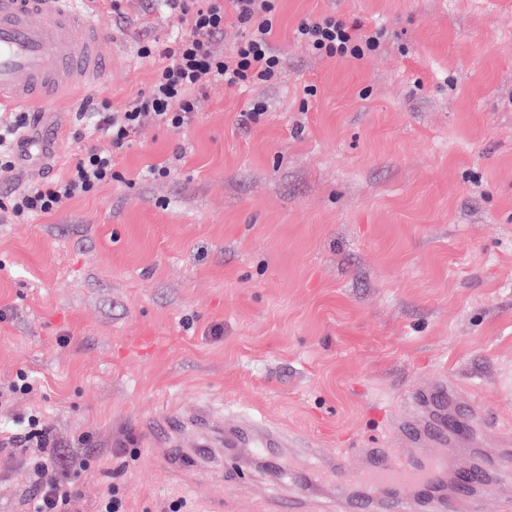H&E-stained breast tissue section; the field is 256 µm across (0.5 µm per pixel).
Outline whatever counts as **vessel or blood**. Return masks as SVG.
<instances>
[{
  "label": "vessel or blood",
  "mask_w": 512,
  "mask_h": 512,
  "mask_svg": "<svg viewBox=\"0 0 512 512\" xmlns=\"http://www.w3.org/2000/svg\"><path fill=\"white\" fill-rule=\"evenodd\" d=\"M111 67L102 27L83 0H0V106L53 103L100 83ZM456 393L443 378L417 390L416 400L432 408L431 419L418 428H402L397 452L364 449L352 474L344 473L340 460L321 458L319 449H312L323 480L338 489L339 512H412L418 500L433 502L439 512H460L453 492L437 490L435 477L446 464L430 453L435 443L456 441L448 432V408ZM227 432L234 447L254 444L270 457L289 442L278 429L248 420ZM404 486L414 488L415 501L398 497Z\"/></svg>",
  "instance_id": "b4317fda"
}]
</instances>
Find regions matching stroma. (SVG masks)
Wrapping results in <instances>:
<instances>
[{
    "instance_id": "1",
    "label": "stroma",
    "mask_w": 512,
    "mask_h": 512,
    "mask_svg": "<svg viewBox=\"0 0 512 512\" xmlns=\"http://www.w3.org/2000/svg\"><path fill=\"white\" fill-rule=\"evenodd\" d=\"M121 16H113V7ZM112 56L101 84L33 108L34 147L0 198L62 176L91 98L119 110L152 79L145 41L182 31L163 0H88ZM272 84L216 85L172 131L144 126L118 180L0 223V442L28 416L83 459L74 512L119 486L126 512H278L252 448L220 422L265 421L355 467L393 448L409 394L443 376L456 417L512 432V0H277ZM333 16L391 39L316 56L294 31ZM267 112L246 120L251 101ZM163 165V179L148 175ZM35 380L8 393L18 374ZM210 415L208 463L180 455ZM28 465L0 445V512H26Z\"/></svg>"
}]
</instances>
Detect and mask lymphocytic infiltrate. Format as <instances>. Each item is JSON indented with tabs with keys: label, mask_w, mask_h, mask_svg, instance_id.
Returning a JSON list of instances; mask_svg holds the SVG:
<instances>
[{
	"label": "lymphocytic infiltrate",
	"mask_w": 512,
	"mask_h": 512,
	"mask_svg": "<svg viewBox=\"0 0 512 512\" xmlns=\"http://www.w3.org/2000/svg\"><path fill=\"white\" fill-rule=\"evenodd\" d=\"M185 31L168 44L143 43L140 58L153 66L149 87L119 111L107 101L91 103L84 119L92 131L109 139L110 150L85 149L65 176L47 184L29 185L0 199V222L18 224L33 216L56 212L69 200L95 193L114 178V156L128 148L148 124L169 130L190 126L196 118V96L217 84L245 85L277 80L284 57L274 46V0H166ZM232 13L243 37L231 53H220L215 42L224 31V15ZM295 37L318 56L360 59L377 51L388 37L382 27L355 32L332 17L302 21ZM48 431L36 416L28 429L11 438L34 477L30 512H70L72 488L60 476V462L48 447Z\"/></svg>",
	"instance_id": "lymphocytic-infiltrate-1"
}]
</instances>
